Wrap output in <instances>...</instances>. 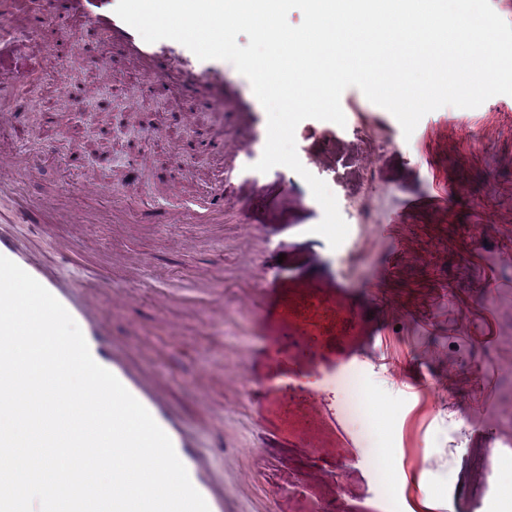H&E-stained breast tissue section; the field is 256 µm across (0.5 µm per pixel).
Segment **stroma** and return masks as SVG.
<instances>
[{
  "mask_svg": "<svg viewBox=\"0 0 512 512\" xmlns=\"http://www.w3.org/2000/svg\"><path fill=\"white\" fill-rule=\"evenodd\" d=\"M54 7L0 0V25L31 30L0 43V82L29 104L0 126V156L28 155L27 194L70 220L8 230L61 279L111 270L95 300L233 512H385L388 498L397 512H512V458L489 460L477 429L494 390L512 425V96L441 107L407 137L346 88L335 143L295 134L349 226L333 249L290 168L224 192L216 145L244 139L251 94L235 67L223 107L206 110L103 32L70 50ZM219 191L223 216L204 217ZM150 206L172 222L144 223ZM350 371L374 426L344 403Z\"/></svg>",
  "mask_w": 512,
  "mask_h": 512,
  "instance_id": "1",
  "label": "stroma"
}]
</instances>
